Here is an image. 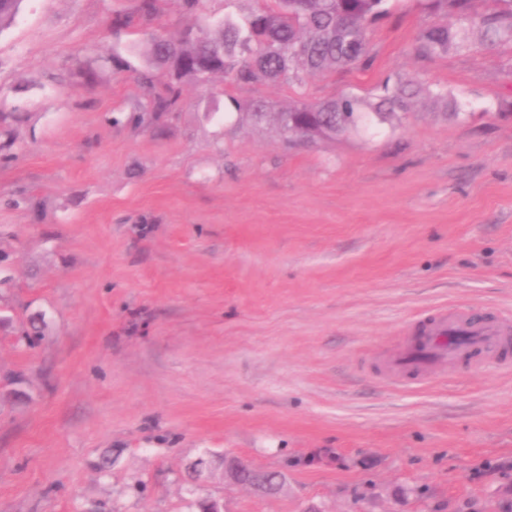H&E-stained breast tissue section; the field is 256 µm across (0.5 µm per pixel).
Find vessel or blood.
Wrapping results in <instances>:
<instances>
[{"mask_svg": "<svg viewBox=\"0 0 512 512\" xmlns=\"http://www.w3.org/2000/svg\"><path fill=\"white\" fill-rule=\"evenodd\" d=\"M402 334L403 342L375 369L378 378L395 385L409 377L432 379L471 355L504 367L512 363V325L476 317L464 307L435 309Z\"/></svg>", "mask_w": 512, "mask_h": 512, "instance_id": "vessel-or-blood-1", "label": "vessel or blood"}]
</instances>
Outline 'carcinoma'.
Segmentation results:
<instances>
[{
    "label": "carcinoma",
    "mask_w": 512,
    "mask_h": 512,
    "mask_svg": "<svg viewBox=\"0 0 512 512\" xmlns=\"http://www.w3.org/2000/svg\"><path fill=\"white\" fill-rule=\"evenodd\" d=\"M22 0H0V31L10 25ZM399 0H256L257 7L241 16L224 15L203 26L187 27L169 40L152 39V61L178 80L205 83L223 75L236 83L283 82L303 86L316 75L340 68L372 64L369 34L378 21L392 15ZM434 18L416 38L418 55L438 56L470 48L471 34L480 29L485 41L512 42V0H485L478 13L474 0H416ZM147 92L145 109L153 122L173 111L181 97L178 84L155 87L140 77ZM443 102L450 115L461 110L442 87L390 81L373 99L347 93L319 102L296 101L277 110L259 101L240 102L224 94V111H247L255 120L270 116L285 141L334 139L351 132L370 131L400 119L416 98Z\"/></svg>",
    "instance_id": "obj_1"
}]
</instances>
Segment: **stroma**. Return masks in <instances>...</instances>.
I'll list each match as a JSON object with an SVG mask.
<instances>
[{
    "label": "stroma",
    "instance_id": "1",
    "mask_svg": "<svg viewBox=\"0 0 512 512\" xmlns=\"http://www.w3.org/2000/svg\"><path fill=\"white\" fill-rule=\"evenodd\" d=\"M139 3L23 0L0 31V512H512V370L365 368L436 306L512 320V44L417 56L402 0L370 69L185 80L148 125L151 33L250 4ZM386 80L465 117L286 143L224 112ZM228 456L283 488L225 481Z\"/></svg>",
    "mask_w": 512,
    "mask_h": 512
}]
</instances>
